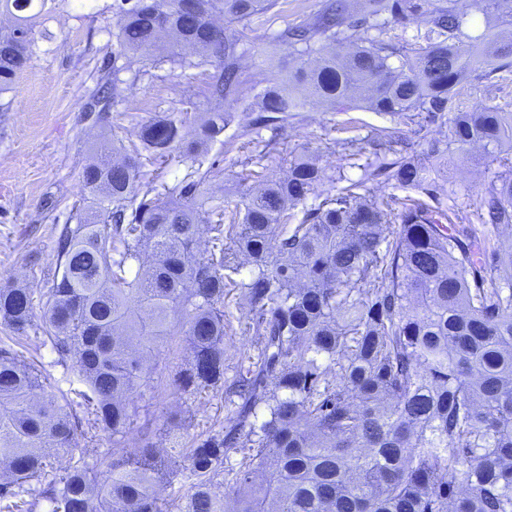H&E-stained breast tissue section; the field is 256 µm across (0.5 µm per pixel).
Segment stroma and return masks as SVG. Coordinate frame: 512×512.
Segmentation results:
<instances>
[{"mask_svg":"<svg viewBox=\"0 0 512 512\" xmlns=\"http://www.w3.org/2000/svg\"><path fill=\"white\" fill-rule=\"evenodd\" d=\"M113 2L48 0L33 29V55L14 83L0 90V280L35 290L45 287L55 269V241L64 225L74 223L75 205L92 208L97 203V194L85 187L80 172L105 143L120 153L139 155L146 178L170 187L199 168L207 174L206 195L230 212L251 185V171L265 170L272 179L285 177L289 159L301 154L326 172L325 188L363 179L374 197L405 196L395 181L367 177V164L381 154L375 130L399 129L410 145V156L422 160L430 142L447 137L436 126L421 131L389 114L311 105L291 113L288 121L258 131L249 126L251 113L240 112L223 133L199 148L196 159L186 158L178 148L152 158L139 138L141 124L168 117L182 122L190 133L206 112L231 108L233 102L208 100L212 67H180L166 47L147 58H114L118 28ZM318 2L280 0L276 8L252 19L239 59L245 87L296 65V52L277 36L305 20ZM107 77L118 81L123 95L113 103L108 121L95 126L86 120L85 111L91 93ZM463 103L470 108L499 104L512 110V68L469 90ZM345 139L354 142V159L344 157L340 143ZM498 170L482 148L457 152L438 178L435 193L418 190L414 196L429 205L439 204L452 228L479 226L491 244L512 247L511 234L482 225L477 214L476 199ZM225 306L232 325L225 339L226 374L231 377L241 353H256L258 344L243 329L249 317L243 301L231 294ZM177 405L187 410L194 434L229 414L220 392L201 398L163 393L149 405L157 425H164L168 411Z\"/></svg>","mask_w":512,"mask_h":512,"instance_id":"35a3bbf8","label":"stroma"}]
</instances>
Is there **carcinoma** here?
Here are the masks:
<instances>
[{
	"instance_id": "obj_1",
	"label": "carcinoma",
	"mask_w": 512,
	"mask_h": 512,
	"mask_svg": "<svg viewBox=\"0 0 512 512\" xmlns=\"http://www.w3.org/2000/svg\"><path fill=\"white\" fill-rule=\"evenodd\" d=\"M119 0L120 56L149 54L164 35L192 46L198 68L217 64L216 101L239 98L240 38L211 22L251 19L278 0H159L149 11ZM33 0H0L14 19L0 32V88L32 53ZM427 15L426 44L384 38L386 18ZM463 0H326L280 41L301 46L288 80H267L252 125L286 121L314 103H362L403 115L423 130L448 128L430 144L427 166L398 154L400 132L376 140L396 155L368 173L405 189L435 184L448 146L479 145L498 163L479 200L480 220L512 228V113L455 107L473 73L488 78L512 58V36L471 37ZM122 96L105 80L92 107ZM232 120L211 112L196 138L169 118L141 126L154 155L182 145L186 157ZM138 157L117 150L86 164L84 185L98 208L76 215L56 245L47 287L0 285V512H512V251L469 227L450 231L447 212L411 196L369 198L364 182L328 192L297 224L288 211L320 196L316 163L294 159L283 179L257 176L241 207L224 208L193 172L165 193L140 192ZM208 224L209 250L200 248ZM238 291L258 336L224 385V298ZM41 335L32 338L34 309ZM50 345L55 364L81 388V419L67 395L44 389L42 372L15 344ZM186 350L151 389L196 395L226 389V424L178 438L182 411L169 413L172 447L161 448L144 395L163 348ZM112 448L76 453L83 426ZM138 446L126 452L128 435ZM237 459H232V456ZM66 459L58 470L57 458ZM224 473V491L213 479ZM187 489L181 502L163 491Z\"/></svg>"
}]
</instances>
